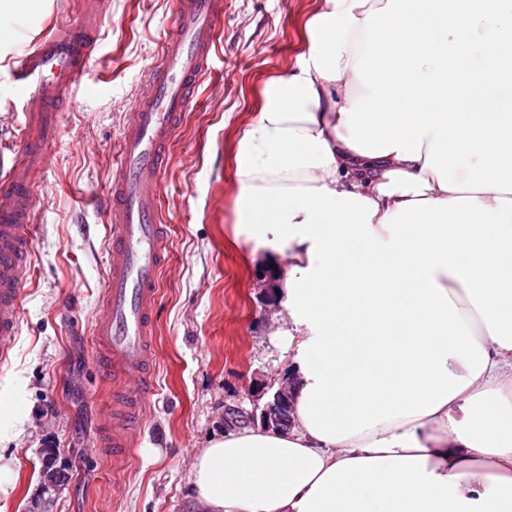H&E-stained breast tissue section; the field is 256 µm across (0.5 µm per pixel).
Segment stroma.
I'll use <instances>...</instances> for the list:
<instances>
[{
	"mask_svg": "<svg viewBox=\"0 0 512 512\" xmlns=\"http://www.w3.org/2000/svg\"><path fill=\"white\" fill-rule=\"evenodd\" d=\"M21 44L80 23V0H20ZM321 0H224V26L185 112L161 178L171 262L154 318L155 391L143 434L122 468L97 447L112 392L98 379L92 329L108 265L112 151L146 67L174 21L173 0H104L89 67L59 109L35 183L28 235L34 275L22 293L19 333L0 364V455L12 480L0 512H193L195 453L224 431V407L250 410L292 353L276 336L281 294L234 235L236 150L268 79L294 68ZM26 118L15 106L12 62L0 60V145ZM65 470L51 488L44 449Z\"/></svg>",
	"mask_w": 512,
	"mask_h": 512,
	"instance_id": "obj_1",
	"label": "stroma"
}]
</instances>
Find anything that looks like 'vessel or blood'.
<instances>
[{"mask_svg": "<svg viewBox=\"0 0 512 512\" xmlns=\"http://www.w3.org/2000/svg\"><path fill=\"white\" fill-rule=\"evenodd\" d=\"M176 29L167 36L129 109L112 166L106 203L109 272L94 327L102 379L112 387L114 462L141 437L129 425L154 390V308L169 251L160 220V180L182 116L210 73L224 0H175ZM95 48L93 22L66 25L28 49L12 69L27 120L22 150L0 181V362L18 334L22 292L31 275L27 229L32 187L46 161L57 107L83 77Z\"/></svg>", "mask_w": 512, "mask_h": 512, "instance_id": "obj_1", "label": "vessel or blood"}]
</instances>
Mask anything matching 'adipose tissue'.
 I'll return each mask as SVG.
<instances>
[{
  "mask_svg": "<svg viewBox=\"0 0 512 512\" xmlns=\"http://www.w3.org/2000/svg\"><path fill=\"white\" fill-rule=\"evenodd\" d=\"M386 3L323 0L241 134L238 224L285 292L296 415L200 449L196 512H512V194L344 142Z\"/></svg>",
  "mask_w": 512,
  "mask_h": 512,
  "instance_id": "1",
  "label": "adipose tissue"
}]
</instances>
